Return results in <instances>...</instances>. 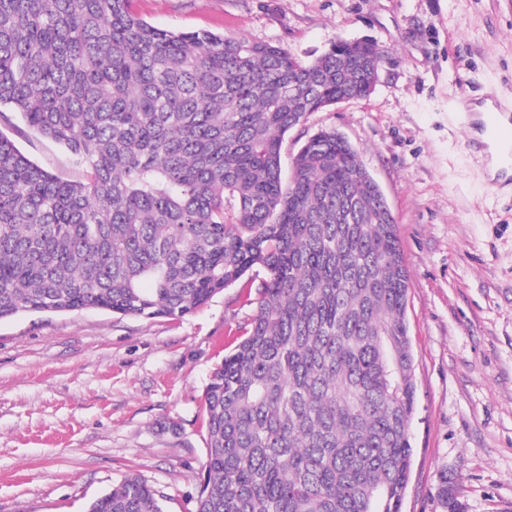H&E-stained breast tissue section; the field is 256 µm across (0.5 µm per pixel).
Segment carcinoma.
I'll return each instance as SVG.
<instances>
[{
    "label": "carcinoma",
    "mask_w": 512,
    "mask_h": 512,
    "mask_svg": "<svg viewBox=\"0 0 512 512\" xmlns=\"http://www.w3.org/2000/svg\"><path fill=\"white\" fill-rule=\"evenodd\" d=\"M132 0H0V122L87 172L68 181L0 130V321L98 308L182 318L264 272L250 328L204 392L196 512H401L413 454L409 281L395 218L334 128L382 49L302 62L271 43L173 32ZM448 512L457 488L440 480ZM87 512H162L129 475Z\"/></svg>",
    "instance_id": "cac0c4a2"
}]
</instances>
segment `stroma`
Returning <instances> with one entry per match:
<instances>
[{
  "label": "stroma",
  "instance_id": "35a3bbf8",
  "mask_svg": "<svg viewBox=\"0 0 512 512\" xmlns=\"http://www.w3.org/2000/svg\"><path fill=\"white\" fill-rule=\"evenodd\" d=\"M153 26L271 43L308 62L341 39L388 59L365 98L310 113L282 167L334 128L356 147L395 217L410 277L413 456L402 512H512V185L489 180L461 95L512 105V0H133ZM17 147L82 179L54 142ZM243 277L180 319L101 309L0 322V512H87L127 474L163 512H195L205 480L203 394L256 311Z\"/></svg>",
  "mask_w": 512,
  "mask_h": 512
}]
</instances>
